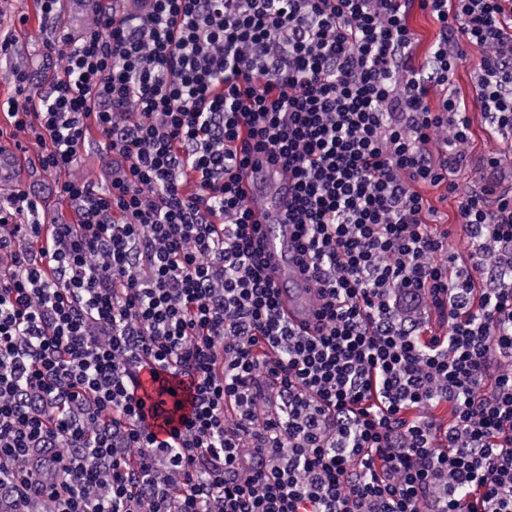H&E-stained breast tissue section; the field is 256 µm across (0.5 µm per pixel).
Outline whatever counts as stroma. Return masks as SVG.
I'll return each instance as SVG.
<instances>
[{"instance_id": "35a3bbf8", "label": "stroma", "mask_w": 512, "mask_h": 512, "mask_svg": "<svg viewBox=\"0 0 512 512\" xmlns=\"http://www.w3.org/2000/svg\"><path fill=\"white\" fill-rule=\"evenodd\" d=\"M112 5L117 11L131 9L130 0H64L61 16L62 26L73 34H81L92 27L99 17L101 7ZM408 24L415 34L412 51L414 66H425L438 33V22L420 6H412ZM10 39L11 45L5 54H0V144L8 148H19L21 153L39 155L45 150L26 131L10 125L5 106L15 96L9 73L13 69L27 71L33 79V88L46 91L60 70L58 54L49 53L48 44L53 40V27L40 12L38 0H0V40ZM471 132L464 149L470 158L469 168L456 176L458 191L449 194L445 184L418 183L415 191L427 199L431 212L427 217L437 235L448 237L459 256H466L469 243L456 222L458 197L479 189L486 177L482 163L489 155H497L500 166L496 177L499 183H512V147L503 141L479 110H472ZM93 179L100 191H108L111 174L99 144L97 133H90L82 145L74 164L62 171H47L41 167L29 168L25 188L38 204V219L43 224L74 223L76 207L62 200L57 194L58 186L68 180Z\"/></svg>"}]
</instances>
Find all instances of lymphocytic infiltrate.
Listing matches in <instances>:
<instances>
[{
	"label": "lymphocytic infiltrate",
	"instance_id": "f902f5d3",
	"mask_svg": "<svg viewBox=\"0 0 512 512\" xmlns=\"http://www.w3.org/2000/svg\"><path fill=\"white\" fill-rule=\"evenodd\" d=\"M411 1L139 0L78 36L56 26L48 94L11 72L10 123L46 142L43 169L72 164L93 129L112 160L109 191L61 184L77 223H38L24 190L0 201L13 512L43 497L52 512H512V190L462 196V260L413 189L456 192L470 108L512 141V0H415L440 25L425 72ZM463 38L486 50L471 104L451 91ZM254 151L294 183L312 334L264 274L240 175ZM487 269L495 285L478 289ZM422 305L445 335L407 326ZM146 357L194 385L191 418L164 441L142 424ZM438 400L444 427L420 414ZM35 448L54 480L18 468Z\"/></svg>",
	"mask_w": 512,
	"mask_h": 512
}]
</instances>
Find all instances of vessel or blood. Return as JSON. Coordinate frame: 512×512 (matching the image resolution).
Returning <instances> with one entry per match:
<instances>
[{
	"mask_svg": "<svg viewBox=\"0 0 512 512\" xmlns=\"http://www.w3.org/2000/svg\"><path fill=\"white\" fill-rule=\"evenodd\" d=\"M243 184L258 221L265 273L277 292L278 301L295 323L314 328L317 307L310 292L312 281L297 260L296 229L284 221L293 183L280 164L255 153L244 171ZM165 377L177 390L181 414L190 415L193 410L190 378L175 371L166 372Z\"/></svg>",
	"mask_w": 512,
	"mask_h": 512,
	"instance_id": "1",
	"label": "vessel or blood"
}]
</instances>
